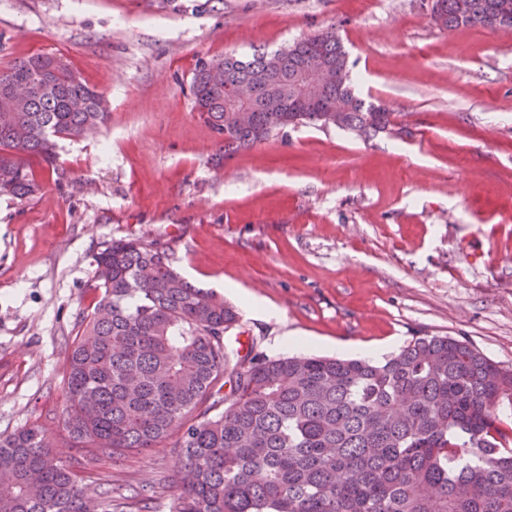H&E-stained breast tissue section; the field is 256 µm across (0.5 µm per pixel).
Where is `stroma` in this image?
<instances>
[{
  "instance_id": "35a3bbf8",
  "label": "stroma",
  "mask_w": 512,
  "mask_h": 512,
  "mask_svg": "<svg viewBox=\"0 0 512 512\" xmlns=\"http://www.w3.org/2000/svg\"><path fill=\"white\" fill-rule=\"evenodd\" d=\"M432 0H0V72L62 57L103 91L101 131L59 143L25 199L0 195V434L62 411L94 256L139 237L240 309L228 345L390 355L448 335L512 365V28L437 25ZM335 27L353 89L390 111L365 138L298 125L215 161L199 60L271 53ZM254 297L274 315L252 312ZM303 349L282 345L288 332ZM112 512H169L171 444L81 457Z\"/></svg>"
}]
</instances>
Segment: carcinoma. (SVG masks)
I'll use <instances>...</instances> for the list:
<instances>
[{
    "mask_svg": "<svg viewBox=\"0 0 512 512\" xmlns=\"http://www.w3.org/2000/svg\"><path fill=\"white\" fill-rule=\"evenodd\" d=\"M502 0H437L436 23L486 26ZM270 55L216 56L196 64L195 110L230 156L302 124L383 132L390 113L357 97L336 29ZM319 58L339 82L299 107L288 84ZM26 84L16 112H0V195L38 189L33 160L53 168L61 139L105 125L106 96L61 58L34 54L0 73ZM253 91L247 125L226 91ZM62 378L61 437L96 458L172 441L182 460L169 512H512V366L454 336H416L373 362L270 356L227 348L237 309L197 288L158 241H114L98 252ZM230 392L224 393V386ZM0 512H112V495L79 485L44 424L0 435Z\"/></svg>",
    "mask_w": 512,
    "mask_h": 512,
    "instance_id": "carcinoma-1",
    "label": "carcinoma"
}]
</instances>
